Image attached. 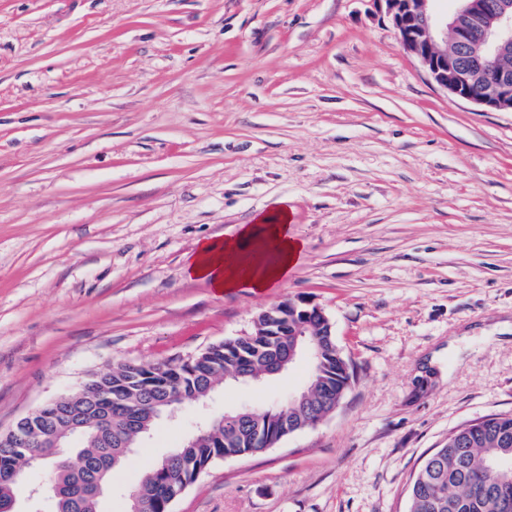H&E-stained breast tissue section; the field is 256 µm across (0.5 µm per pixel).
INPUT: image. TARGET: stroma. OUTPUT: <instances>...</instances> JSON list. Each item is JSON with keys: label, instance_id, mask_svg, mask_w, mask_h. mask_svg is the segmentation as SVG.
<instances>
[{"label": "stroma", "instance_id": "1", "mask_svg": "<svg viewBox=\"0 0 512 512\" xmlns=\"http://www.w3.org/2000/svg\"><path fill=\"white\" fill-rule=\"evenodd\" d=\"M281 206L305 255L280 288L186 276ZM299 297L354 369L340 406L216 461L172 512H406L451 430L512 414V112L436 85L374 0H0V433ZM308 371L182 405L99 512H128L195 423Z\"/></svg>", "mask_w": 512, "mask_h": 512}]
</instances>
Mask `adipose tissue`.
<instances>
[{"label": "adipose tissue", "instance_id": "adipose-tissue-1", "mask_svg": "<svg viewBox=\"0 0 512 512\" xmlns=\"http://www.w3.org/2000/svg\"><path fill=\"white\" fill-rule=\"evenodd\" d=\"M287 209L257 223L239 225L235 237L201 243L188 258V278L207 283L216 293L247 288L264 293L280 287L304 254Z\"/></svg>", "mask_w": 512, "mask_h": 512}]
</instances>
